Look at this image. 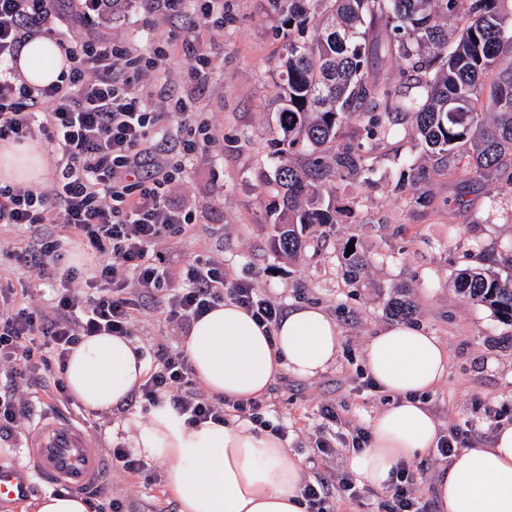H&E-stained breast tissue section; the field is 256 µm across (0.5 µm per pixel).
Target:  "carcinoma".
Listing matches in <instances>:
<instances>
[{"mask_svg": "<svg viewBox=\"0 0 512 512\" xmlns=\"http://www.w3.org/2000/svg\"><path fill=\"white\" fill-rule=\"evenodd\" d=\"M454 16L465 23L451 40L438 19ZM282 26L286 54L276 84L281 108L274 153L282 209L275 250L293 253L307 225L336 223V209L323 205L324 185L364 177L377 129L408 114L438 167L464 160L480 177L504 174V188L512 192V64L502 65L512 55V0H288ZM378 26L388 35L383 46L373 42ZM309 28L310 38L294 37ZM382 52L400 61L406 90L393 92L370 76ZM355 114L357 140L336 147ZM344 263L359 279L368 259L355 251ZM453 287L512 326V285L497 273L465 269ZM388 311L401 318L415 313L403 289Z\"/></svg>", "mask_w": 512, "mask_h": 512, "instance_id": "carcinoma-1", "label": "carcinoma"}]
</instances>
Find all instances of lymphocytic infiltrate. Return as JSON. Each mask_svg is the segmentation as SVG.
I'll return each mask as SVG.
<instances>
[{
  "mask_svg": "<svg viewBox=\"0 0 512 512\" xmlns=\"http://www.w3.org/2000/svg\"><path fill=\"white\" fill-rule=\"evenodd\" d=\"M107 3L0 0V141L21 144L38 136L60 152L49 188L0 184V224L38 235L32 243L15 241L12 249L30 274V288L0 292V372L6 377L0 387L1 442L22 431L30 386L49 387L69 402L65 363L83 337L132 336L137 316L146 311L183 328L227 300L267 328L282 315L252 282L228 278L223 261L198 260L180 269L159 251L195 217L168 203L181 167L160 160L151 133L163 118H173L186 132L176 148L184 158L206 150L215 133L208 119L182 102L164 114L149 109L140 80L166 68V43L143 53L106 37L74 34L90 17L109 19ZM37 34L55 38L69 67L57 83L35 88L15 64ZM64 237L90 251L91 275L65 264ZM46 280L55 297L44 311L29 298ZM155 356L159 367L138 393L148 406L170 407L189 426L221 423L235 413L271 427L263 400L231 402L206 393L184 350L161 347ZM376 512H426L406 467L397 468Z\"/></svg>",
  "mask_w": 512,
  "mask_h": 512,
  "instance_id": "obj_1",
  "label": "lymphocytic infiltrate"
}]
</instances>
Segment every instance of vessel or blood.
Here are the masks:
<instances>
[{"label": "vessel or blood", "instance_id": "b4317fda", "mask_svg": "<svg viewBox=\"0 0 512 512\" xmlns=\"http://www.w3.org/2000/svg\"><path fill=\"white\" fill-rule=\"evenodd\" d=\"M25 453L32 475L0 469V502H17L29 492L30 478L73 494L93 493L109 463L91 442L87 427L63 416H41L30 422Z\"/></svg>", "mask_w": 512, "mask_h": 512}]
</instances>
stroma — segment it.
<instances>
[{"instance_id": "35a3bbf8", "label": "stroma", "mask_w": 512, "mask_h": 512, "mask_svg": "<svg viewBox=\"0 0 512 512\" xmlns=\"http://www.w3.org/2000/svg\"><path fill=\"white\" fill-rule=\"evenodd\" d=\"M196 9L188 0L186 17L198 34L191 42L183 41L164 9L144 13L138 0H121L108 29L92 23L83 31L104 30L114 43L143 50L168 42L169 66L145 83L152 108L164 111L180 98L205 113L214 128L215 143L185 162L168 194L195 216L172 249L176 259L223 260L233 277L251 281L282 310L316 305L336 322L335 362L311 379L281 375L265 396L268 418L287 426V447L301 457L307 478L345 477L353 429L370 427L391 402L366 387L361 375L366 345L378 328L393 323L387 303L403 284L415 304L413 323L448 350L447 376L427 397L441 433L459 426L468 431L466 447L490 446L500 426L512 425V327L458 295L451 282L465 267L495 269L496 258L512 252V194L498 178H475L463 163L435 170L404 123L378 141L369 184L332 185L335 223L307 228L295 255L275 252L271 210L279 195L270 154L279 135L275 82L285 54L283 15L273 0H224L218 25ZM204 50L213 54L214 67L189 79L190 62ZM351 245L370 260L359 285L345 274L342 254ZM28 402L55 415L83 414L39 386L30 388ZM325 403L336 404L339 421L320 417ZM489 408L495 417L486 416ZM145 413L134 401L115 415H83L97 446L107 450L112 422ZM320 435L335 440L336 455L316 467L311 458ZM153 471L159 479L150 485L120 471L111 474V493L123 499L126 512H161L172 503L161 466Z\"/></svg>"}]
</instances>
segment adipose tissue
<instances>
[{
    "label": "adipose tissue",
    "mask_w": 512,
    "mask_h": 512,
    "mask_svg": "<svg viewBox=\"0 0 512 512\" xmlns=\"http://www.w3.org/2000/svg\"><path fill=\"white\" fill-rule=\"evenodd\" d=\"M65 65L46 35L29 39L19 54L18 70L35 87L56 82ZM47 166L42 148H0V177L14 183L38 182ZM339 343L336 322L320 307L292 308L268 330L229 301L193 322L184 339L196 378L209 394L231 401L264 396L284 373L316 377L334 362ZM366 365L392 402L373 421L368 447L349 451L346 465L358 482L381 488L400 464L437 445L439 423L421 397L445 379L448 352L422 327L397 322L369 340ZM148 370L131 338L88 336L71 351L65 381L86 409L108 413L130 402ZM120 428L127 447L163 466L178 512H309L302 460L276 434L253 432L244 421L190 427L168 407ZM435 492L440 512H512V425L497 431L491 447L456 451Z\"/></svg>",
    "instance_id": "obj_1"
}]
</instances>
